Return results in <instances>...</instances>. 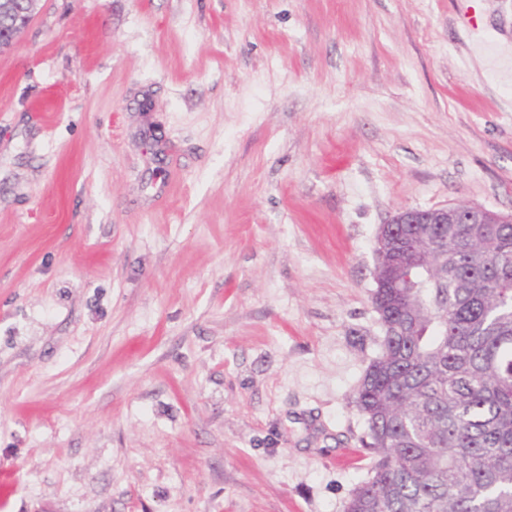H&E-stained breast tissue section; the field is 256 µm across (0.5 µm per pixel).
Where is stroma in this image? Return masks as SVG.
<instances>
[{"label":"stroma","mask_w":512,"mask_h":512,"mask_svg":"<svg viewBox=\"0 0 512 512\" xmlns=\"http://www.w3.org/2000/svg\"><path fill=\"white\" fill-rule=\"evenodd\" d=\"M512 0H39L0 51L8 512H342L382 224L512 214Z\"/></svg>","instance_id":"35a3bbf8"}]
</instances>
